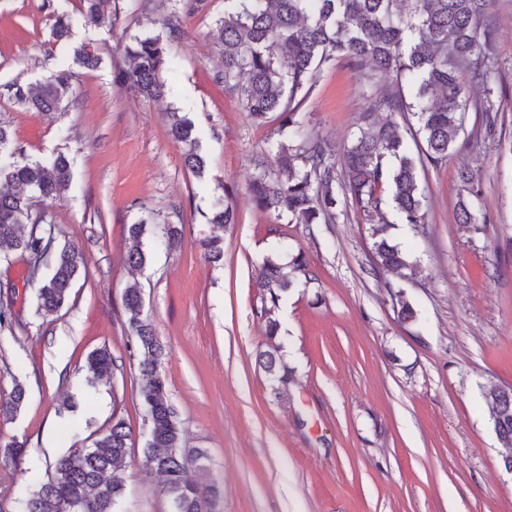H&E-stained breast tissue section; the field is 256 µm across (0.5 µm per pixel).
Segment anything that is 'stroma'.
Wrapping results in <instances>:
<instances>
[{"label":"stroma","mask_w":512,"mask_h":512,"mask_svg":"<svg viewBox=\"0 0 512 512\" xmlns=\"http://www.w3.org/2000/svg\"><path fill=\"white\" fill-rule=\"evenodd\" d=\"M114 27L91 28L79 0H0V124L26 156L65 153L73 178L64 196L38 203L55 246L70 244L84 264L69 308L33 318L39 280L26 256L0 262V284L17 317L0 330V401L21 383L26 398L0 418V444L23 449L0 461V512H19L22 489L46 478L56 457L85 448L113 417L132 436L121 512H169L163 479L148 474L147 430L137 396L142 352L126 324L122 298L139 283L144 315L163 348L159 370L186 443L208 454L221 489L219 512H512V449L498 439L484 386H512V0H490L496 73L489 87L464 80L467 94L491 96L504 109L495 137L477 138L475 117L447 161L422 177L426 221L396 223L390 235L420 259L417 281L374 267L369 226L355 206L332 224H289L254 209L247 191L254 162L285 135L276 117L251 123L214 79L221 64L213 38L224 0H115ZM74 20L70 44L54 42L49 18ZM178 12L182 35L164 77L176 89L161 101L137 96L116 74L121 45L158 34L160 17ZM97 49L94 70L73 67L78 103L60 115L27 111L10 97L72 65L71 45ZM372 92L344 65L325 71L302 109L335 152L350 141ZM177 108L203 130L204 179L183 163L167 135ZM481 176V230L456 222L459 168ZM238 223H209L217 200ZM154 212L178 225L183 245L152 250L145 266L127 262V227ZM224 241V263L209 262L204 239ZM303 255L307 267L282 293L268 334L258 310L259 269ZM418 314L401 322L393 291ZM107 348L109 383L88 386L87 355ZM273 354L275 371L259 361Z\"/></svg>","instance_id":"1"}]
</instances>
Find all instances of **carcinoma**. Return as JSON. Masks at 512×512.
I'll return each mask as SVG.
<instances>
[{"label": "carcinoma", "instance_id": "cac0c4a2", "mask_svg": "<svg viewBox=\"0 0 512 512\" xmlns=\"http://www.w3.org/2000/svg\"><path fill=\"white\" fill-rule=\"evenodd\" d=\"M110 0H82L85 25L113 23ZM51 37L70 39L72 19L66 13L51 15ZM223 67L216 80L237 100L258 126L269 114L278 113L287 140L277 144L271 163H259L249 184L256 209L289 224H334L336 210L348 202L363 212L370 224L372 261L402 281L420 274V265L409 259L400 245L387 237V212L394 211L403 224L424 223V189L419 173L438 166L455 149L465 132L466 113L481 117L492 132L502 121L489 96L469 99L459 81L460 72L481 84L491 79V66L482 44L494 40L487 0H225L224 17L216 21ZM126 67L117 77L139 96L156 99L174 94L163 78L173 64L160 35L130 37L123 45ZM73 62L96 68L102 59L87 46L74 50ZM343 62L366 83L376 87L359 113L353 141L341 159L329 150L300 110L297 97L308 93L319 77ZM71 68L53 74L32 93L19 83L10 87L20 106L50 114L63 109L75 97ZM405 122L415 118L411 139L401 132L393 116ZM169 137L184 147V163L198 178L206 172L199 152L194 122L174 111ZM467 195L457 201L458 223L479 230L475 201L479 177L470 169L458 172ZM72 163L58 153L46 160L29 159L0 125V260L21 251L39 263L50 246L51 230L39 227L37 201L53 199L68 190ZM238 215L229 204H218L211 224H235ZM29 223L24 233L21 226ZM155 218L148 215L128 226L132 248L129 263L142 267L148 254L143 238ZM157 241L169 251L181 247V231L175 224H161ZM83 264L80 251L64 246L52 251L50 274L41 280L32 300V314L44 317L69 306L75 278ZM306 272L301 255L283 266L265 260L260 287L268 297L260 316L273 335L279 321L273 318L280 293L294 285L295 274ZM398 317L417 319L402 291L395 293ZM127 323L143 349L139 364V400L146 416L148 439L145 453L150 469L165 479L164 493L172 512H216L218 489L208 479V456L198 450L183 452V432L177 414L166 399V381L157 370L160 350L153 329L143 318V295L128 286L123 298ZM90 384L110 377L112 357L101 349L87 358ZM25 396L14 382L10 400L0 404V416L17 413ZM500 441L512 447V387L490 386L485 392ZM131 429L116 416L106 432L89 448L62 455L48 466L47 481L22 500L23 512H117L125 490V468ZM195 467L200 478L186 477Z\"/></svg>", "mask_w": 512, "mask_h": 512}]
</instances>
